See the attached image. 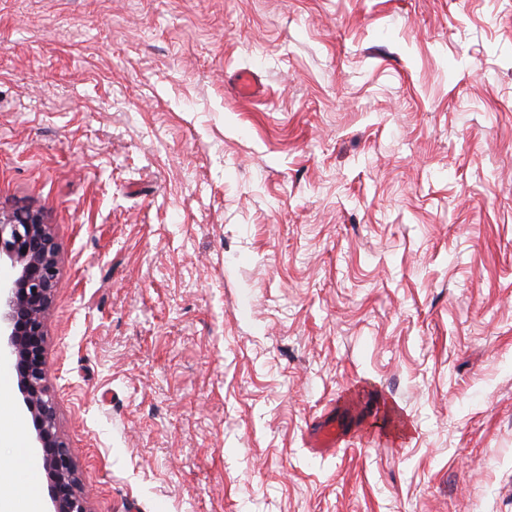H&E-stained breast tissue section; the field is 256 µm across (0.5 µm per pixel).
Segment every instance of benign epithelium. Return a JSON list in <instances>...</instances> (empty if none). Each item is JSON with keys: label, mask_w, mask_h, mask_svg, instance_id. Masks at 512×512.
Here are the masks:
<instances>
[{"label": "benign epithelium", "mask_w": 512, "mask_h": 512, "mask_svg": "<svg viewBox=\"0 0 512 512\" xmlns=\"http://www.w3.org/2000/svg\"><path fill=\"white\" fill-rule=\"evenodd\" d=\"M16 274L0 281V360L19 377L21 410L35 427V443L51 480L50 512H89L78 469L59 432L49 392L45 329L58 285V249L41 215L19 209L0 218V261Z\"/></svg>", "instance_id": "1"}]
</instances>
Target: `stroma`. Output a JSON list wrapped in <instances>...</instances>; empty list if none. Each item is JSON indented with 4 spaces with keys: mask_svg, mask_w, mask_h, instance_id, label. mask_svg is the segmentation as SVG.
<instances>
[{
    "mask_svg": "<svg viewBox=\"0 0 512 512\" xmlns=\"http://www.w3.org/2000/svg\"><path fill=\"white\" fill-rule=\"evenodd\" d=\"M20 208L90 512H512V0H0ZM229 90L239 98H254L263 93V86L257 71H245L238 75Z\"/></svg>",
    "mask_w": 512,
    "mask_h": 512,
    "instance_id": "1",
    "label": "stroma"
}]
</instances>
